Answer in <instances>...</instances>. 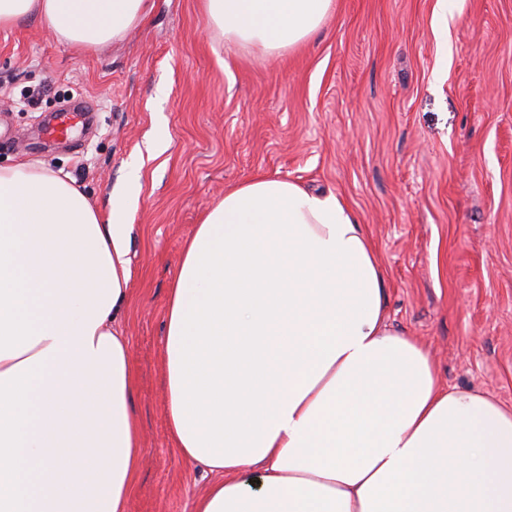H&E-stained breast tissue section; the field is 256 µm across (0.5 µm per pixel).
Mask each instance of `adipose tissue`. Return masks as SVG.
Returning <instances> with one entry per match:
<instances>
[{
  "mask_svg": "<svg viewBox=\"0 0 512 512\" xmlns=\"http://www.w3.org/2000/svg\"><path fill=\"white\" fill-rule=\"evenodd\" d=\"M152 0H0L91 50ZM225 41L277 54L333 0H204ZM133 163L101 214L69 177L0 166V512H74L82 441L110 449L83 512H126L142 452L127 305ZM175 451L216 474L194 512H512V408L442 389L389 329L355 212L276 176L225 191L186 242L166 303ZM259 477L251 487L246 474Z\"/></svg>",
  "mask_w": 512,
  "mask_h": 512,
  "instance_id": "ef3b65f1",
  "label": "adipose tissue"
}]
</instances>
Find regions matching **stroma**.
I'll return each mask as SVG.
<instances>
[{
  "instance_id": "1",
  "label": "stroma",
  "mask_w": 512,
  "mask_h": 512,
  "mask_svg": "<svg viewBox=\"0 0 512 512\" xmlns=\"http://www.w3.org/2000/svg\"><path fill=\"white\" fill-rule=\"evenodd\" d=\"M451 8L441 27L439 0H334L277 55L225 44L203 0H154L127 38L89 52L34 19L0 29L1 166L67 175L105 212L143 162L119 322L143 444L127 512H193L211 480L171 446L166 298L205 214L259 174L344 199L381 261L388 326L442 386L512 407V0ZM77 98L90 124L45 137Z\"/></svg>"
}]
</instances>
